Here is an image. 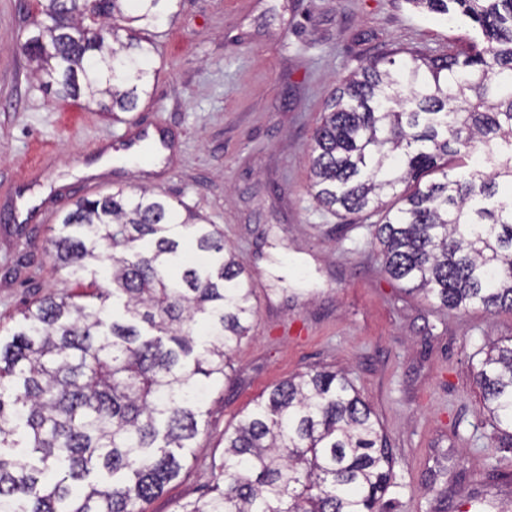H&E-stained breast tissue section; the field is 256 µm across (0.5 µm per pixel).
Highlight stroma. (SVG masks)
Here are the masks:
<instances>
[{"mask_svg":"<svg viewBox=\"0 0 512 512\" xmlns=\"http://www.w3.org/2000/svg\"><path fill=\"white\" fill-rule=\"evenodd\" d=\"M36 0H0V336L30 303L73 290L50 239L75 202L117 189L181 199L224 233L257 314L211 390L178 476L145 512L210 496L224 430L278 383L345 369L396 459L390 512H512V447L474 380L512 313L438 308L384 269L373 219L331 214L308 193L312 135L334 87L388 50L447 49L462 22L407 0H181L155 29L153 97L117 122L56 100L22 49ZM174 147L149 172L76 170L125 146L139 124Z\"/></svg>","mask_w":512,"mask_h":512,"instance_id":"stroma-1","label":"stroma"}]
</instances>
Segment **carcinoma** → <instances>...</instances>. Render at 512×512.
I'll list each match as a JSON object with an SVG mask.
<instances>
[{"mask_svg":"<svg viewBox=\"0 0 512 512\" xmlns=\"http://www.w3.org/2000/svg\"><path fill=\"white\" fill-rule=\"evenodd\" d=\"M175 2L38 0L23 48L56 98L130 113L151 96L148 28ZM406 2L476 35L446 53L390 50L334 88L312 196L381 214L386 272L407 291L512 312V0ZM52 245L57 266L101 279L27 308L0 343V512H144L179 474L205 392L235 372L252 289L217 225L153 191L78 200ZM475 381L512 442V338ZM395 464L345 373L314 370L224 430L213 495L181 512H387Z\"/></svg>","mask_w":512,"mask_h":512,"instance_id":"obj_1","label":"carcinoma"}]
</instances>
